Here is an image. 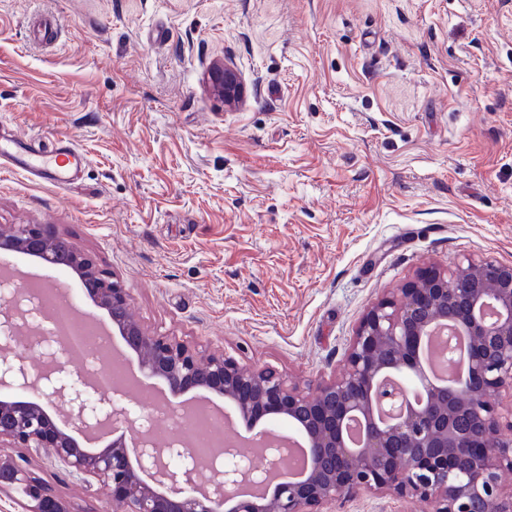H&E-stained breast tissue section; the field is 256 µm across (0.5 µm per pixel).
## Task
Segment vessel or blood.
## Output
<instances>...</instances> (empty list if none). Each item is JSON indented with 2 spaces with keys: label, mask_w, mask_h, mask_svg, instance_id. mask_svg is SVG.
Masks as SVG:
<instances>
[{
  "label": "vessel or blood",
  "mask_w": 512,
  "mask_h": 512,
  "mask_svg": "<svg viewBox=\"0 0 512 512\" xmlns=\"http://www.w3.org/2000/svg\"><path fill=\"white\" fill-rule=\"evenodd\" d=\"M0 160L10 169L20 170L54 185L69 184L73 176L85 167L87 158L74 144L61 142L49 156L29 151L23 142L0 144Z\"/></svg>",
  "instance_id": "b4317fda"
}]
</instances>
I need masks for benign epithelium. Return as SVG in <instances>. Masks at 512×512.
<instances>
[{"label": "benign epithelium", "instance_id": "1", "mask_svg": "<svg viewBox=\"0 0 512 512\" xmlns=\"http://www.w3.org/2000/svg\"><path fill=\"white\" fill-rule=\"evenodd\" d=\"M212 92L235 106L245 85L226 61L213 62L206 76ZM63 236L40 224L0 226V249L64 269L80 281H96L83 295L102 310L113 330L134 351L141 371L161 379L177 398L191 389L224 397L253 425L264 418H286L306 433L310 470L279 482L265 500L246 496L262 488L277 463L280 441L267 442L260 458H243L223 448L205 462L174 434L159 444L146 422L150 412L134 411L118 392L96 382L100 371H73L64 348L51 336L25 338L41 350L43 366L31 367L17 352L20 321L32 305L15 271L0 284V391L35 392L43 403L0 399V447L24 448L45 456L63 474L77 478L96 495L112 500V512H326L343 490L369 489L416 496L435 504L434 512H512L500 472L512 468V402L499 408L490 392L512 399V265L467 257L452 268L426 270L367 309L350 343L345 368L334 378L302 389L273 369L247 370L222 353L200 352L173 336L148 332L128 313L123 284L96 269L73 245L61 253ZM452 322L470 340L469 376L463 387L428 379L419 369L421 338L430 326ZM392 371H410L426 393L423 408L402 409L392 426L374 418L381 404H398L397 390L379 384ZM59 407V423L43 404ZM463 414L476 417L481 432L458 425ZM364 422L362 444H348L344 426L352 416ZM136 430L128 449L119 439L100 451L79 444L74 433L105 426ZM14 492L19 512H73L28 468V459L0 455V493Z\"/></svg>", "mask_w": 512, "mask_h": 512}]
</instances>
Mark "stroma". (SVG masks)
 Masks as SVG:
<instances>
[{"label": "stroma", "instance_id": "stroma-1", "mask_svg": "<svg viewBox=\"0 0 512 512\" xmlns=\"http://www.w3.org/2000/svg\"><path fill=\"white\" fill-rule=\"evenodd\" d=\"M224 59L237 108L205 82ZM20 136L87 165L62 188L0 168V225L54 228L149 332L305 387L421 269L512 265V0H0V140ZM432 510L368 490L328 508Z\"/></svg>", "mask_w": 512, "mask_h": 512}]
</instances>
